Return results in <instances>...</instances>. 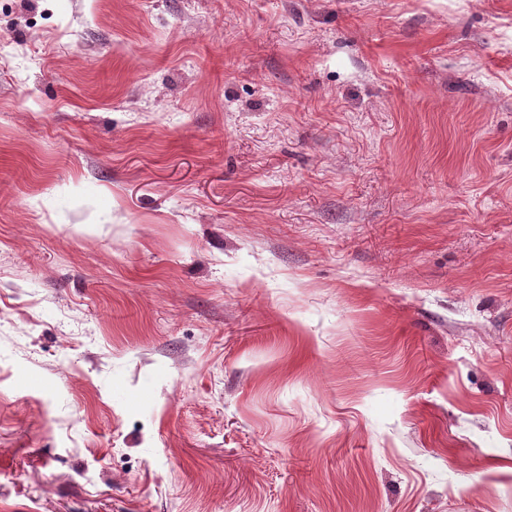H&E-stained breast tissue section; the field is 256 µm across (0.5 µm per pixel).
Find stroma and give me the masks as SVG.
Masks as SVG:
<instances>
[{
    "mask_svg": "<svg viewBox=\"0 0 512 512\" xmlns=\"http://www.w3.org/2000/svg\"><path fill=\"white\" fill-rule=\"evenodd\" d=\"M0 512H512V0H0Z\"/></svg>",
    "mask_w": 512,
    "mask_h": 512,
    "instance_id": "35a3bbf8",
    "label": "stroma"
}]
</instances>
